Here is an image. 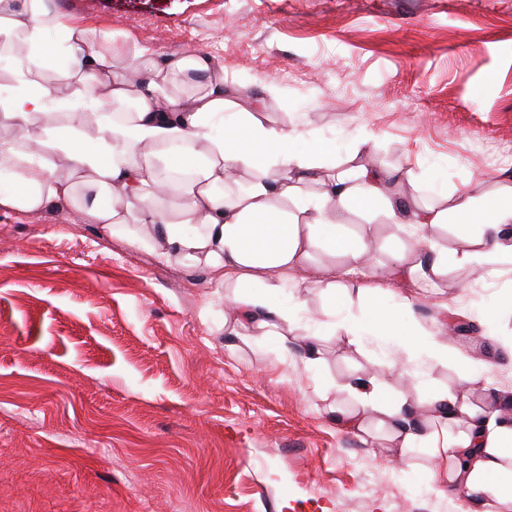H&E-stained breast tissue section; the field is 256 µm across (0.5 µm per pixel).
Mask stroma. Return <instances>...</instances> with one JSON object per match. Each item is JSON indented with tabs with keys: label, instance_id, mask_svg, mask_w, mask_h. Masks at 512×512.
Wrapping results in <instances>:
<instances>
[{
	"label": "stroma",
	"instance_id": "1",
	"mask_svg": "<svg viewBox=\"0 0 512 512\" xmlns=\"http://www.w3.org/2000/svg\"><path fill=\"white\" fill-rule=\"evenodd\" d=\"M98 47L155 61L208 57L229 99L259 98L304 151L344 169L371 136L385 169H411L421 203L512 185V0H45ZM410 320L475 332L452 346L512 392V281L454 269L436 287L390 278ZM322 363L224 330L203 266L165 261L75 210L0 209V512H459L355 434L353 375L415 399L466 366L401 358L395 339L333 336L324 285L299 289Z\"/></svg>",
	"mask_w": 512,
	"mask_h": 512
}]
</instances>
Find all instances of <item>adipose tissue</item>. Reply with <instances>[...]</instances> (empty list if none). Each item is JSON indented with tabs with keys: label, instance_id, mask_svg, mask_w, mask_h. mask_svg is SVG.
Masks as SVG:
<instances>
[{
	"label": "adipose tissue",
	"instance_id": "obj_1",
	"mask_svg": "<svg viewBox=\"0 0 512 512\" xmlns=\"http://www.w3.org/2000/svg\"><path fill=\"white\" fill-rule=\"evenodd\" d=\"M43 0H0V52L19 66L16 87L0 124L16 129L0 137V208L35 212L52 204L75 208L88 222L154 251L166 260L203 263L211 282L238 308V326L280 345L299 322L297 291L310 270L322 272L329 294L365 293L391 275L434 282L449 267L474 268L485 277L512 272V186L493 198L440 193L422 206L388 193L391 172L369 161L371 138L361 140L343 171L325 164L324 149L294 150L297 130L277 124L257 103H230L224 74L195 55L164 63L143 54L102 50L83 27H60L59 50L71 64L58 78L80 85V101L60 111V99L41 83ZM190 76L197 91L165 95L175 79ZM317 194H310V187ZM127 204L112 205L113 192ZM177 197L181 217L158 206ZM383 214L415 234L373 260L367 225L352 213ZM454 229L461 245L441 242ZM381 299L359 316L337 315L345 337L378 332L394 337L406 360L448 361L446 340L415 323H399L397 308ZM478 374L460 376L447 389L409 403L377 378L355 376L356 401L329 409L346 427L367 432L370 420L386 427L396 458L423 453L428 491L454 495L462 512H512V398H473Z\"/></svg>",
	"mask_w": 512,
	"mask_h": 512
}]
</instances>
